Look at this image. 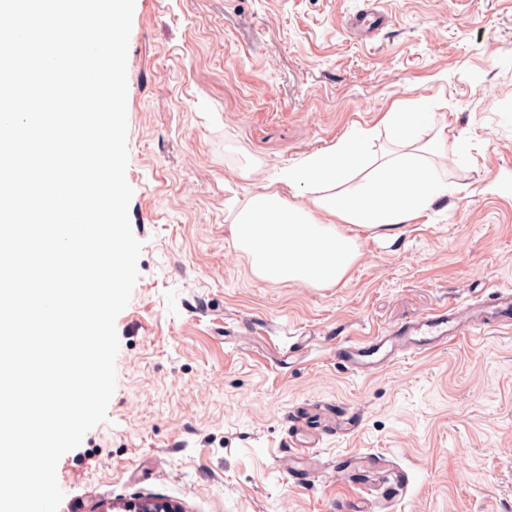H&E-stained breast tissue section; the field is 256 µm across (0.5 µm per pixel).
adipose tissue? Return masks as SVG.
Here are the masks:
<instances>
[{
  "label": "adipose tissue",
  "instance_id": "obj_1",
  "mask_svg": "<svg viewBox=\"0 0 512 512\" xmlns=\"http://www.w3.org/2000/svg\"><path fill=\"white\" fill-rule=\"evenodd\" d=\"M383 124L406 151L374 162L375 129L354 127L333 146L283 168L276 188L254 194L237 212L233 241L257 277L333 286L356 262L353 229L395 236L452 191V184L411 150L421 142L431 151L443 142L432 112L418 105L387 113ZM306 191L314 195L309 207L297 201Z\"/></svg>",
  "mask_w": 512,
  "mask_h": 512
}]
</instances>
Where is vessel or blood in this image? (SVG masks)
Here are the masks:
<instances>
[{
	"label": "vessel or blood",
	"instance_id": "1",
	"mask_svg": "<svg viewBox=\"0 0 512 512\" xmlns=\"http://www.w3.org/2000/svg\"><path fill=\"white\" fill-rule=\"evenodd\" d=\"M476 324L486 327L512 326V293L496 292L480 310L455 306L432 311L412 325L362 344L337 343L334 355L337 363L347 369L365 373L385 366L397 352L437 348L465 334Z\"/></svg>",
	"mask_w": 512,
	"mask_h": 512
}]
</instances>
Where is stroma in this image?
Segmentation results:
<instances>
[{
  "label": "stroma",
  "mask_w": 512,
  "mask_h": 512,
  "mask_svg": "<svg viewBox=\"0 0 512 512\" xmlns=\"http://www.w3.org/2000/svg\"><path fill=\"white\" fill-rule=\"evenodd\" d=\"M370 8L385 24L352 31ZM127 81L139 278L58 512H512V328L370 373L332 352L512 290V0H135ZM419 101L453 193L397 236L356 231L334 286L256 277L231 231L250 196L355 126L394 150L381 119Z\"/></svg>",
  "instance_id": "stroma-1"
}]
</instances>
